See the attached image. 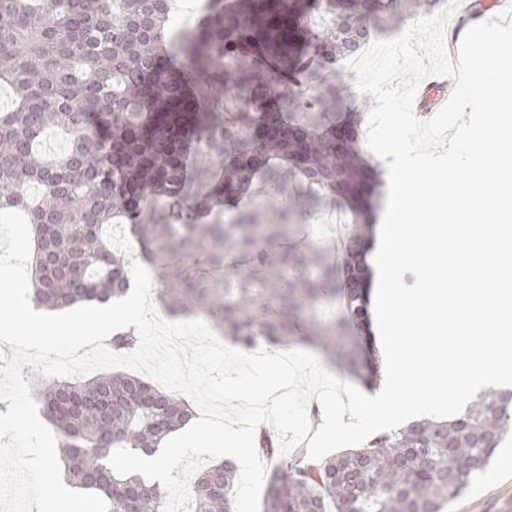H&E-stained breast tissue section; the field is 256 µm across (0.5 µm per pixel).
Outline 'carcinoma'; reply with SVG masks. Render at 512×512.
<instances>
[{
  "instance_id": "1",
  "label": "carcinoma",
  "mask_w": 512,
  "mask_h": 512,
  "mask_svg": "<svg viewBox=\"0 0 512 512\" xmlns=\"http://www.w3.org/2000/svg\"><path fill=\"white\" fill-rule=\"evenodd\" d=\"M410 0H202L194 25L171 22L168 0H0V210H20L35 241L33 299L58 310L126 296L129 263L105 237L131 224L143 257L164 270L169 311L201 313L247 350L257 337L301 340L337 358L355 380H380L360 343L369 312L365 241L373 236L381 171L360 140L336 150L337 122L361 125L367 103L341 109L321 79L396 22ZM65 150L47 155L43 134ZM224 162V177L190 184L185 145ZM282 182L256 202L252 174ZM344 200V260L358 288H336L335 268L281 243L311 199ZM249 257L226 268L225 255ZM341 294V314L306 308ZM112 348L137 346L131 332ZM43 412L61 441L75 488L111 512H162L165 489L113 463L152 454L192 416L190 403L135 375L41 381ZM512 431V391L488 392L450 420L424 418L323 460L296 448L267 478L263 512H444L490 465ZM238 469L218 462L192 489L193 512H232Z\"/></svg>"
}]
</instances>
